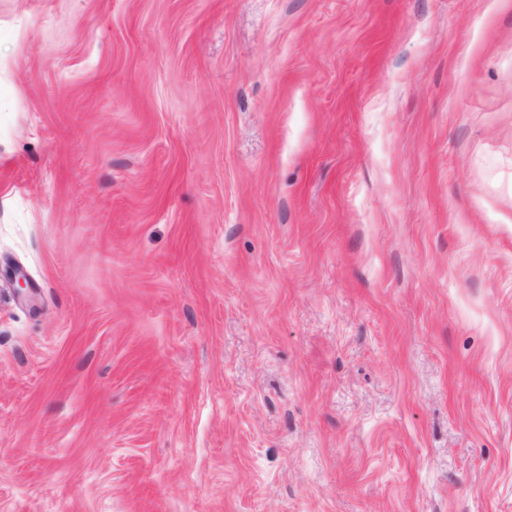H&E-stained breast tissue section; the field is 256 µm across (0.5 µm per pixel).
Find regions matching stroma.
<instances>
[{
  "label": "stroma",
  "mask_w": 512,
  "mask_h": 512,
  "mask_svg": "<svg viewBox=\"0 0 512 512\" xmlns=\"http://www.w3.org/2000/svg\"><path fill=\"white\" fill-rule=\"evenodd\" d=\"M0 512H512V0H0Z\"/></svg>",
  "instance_id": "obj_1"
}]
</instances>
